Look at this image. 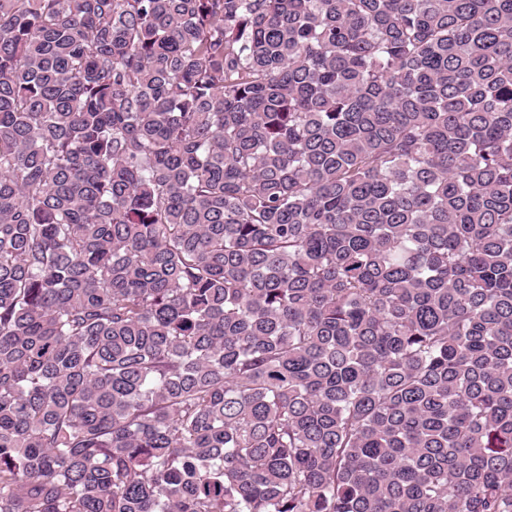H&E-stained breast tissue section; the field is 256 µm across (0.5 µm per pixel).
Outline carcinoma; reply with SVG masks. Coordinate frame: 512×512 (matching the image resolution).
<instances>
[{"mask_svg":"<svg viewBox=\"0 0 512 512\" xmlns=\"http://www.w3.org/2000/svg\"><path fill=\"white\" fill-rule=\"evenodd\" d=\"M0 512H512V0H0Z\"/></svg>","mask_w":512,"mask_h":512,"instance_id":"cac0c4a2","label":"carcinoma"}]
</instances>
